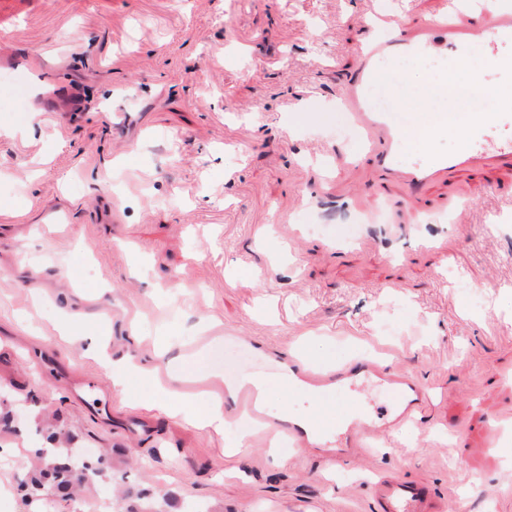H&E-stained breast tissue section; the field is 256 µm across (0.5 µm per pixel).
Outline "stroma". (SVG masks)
<instances>
[{
    "label": "stroma",
    "instance_id": "obj_1",
    "mask_svg": "<svg viewBox=\"0 0 512 512\" xmlns=\"http://www.w3.org/2000/svg\"><path fill=\"white\" fill-rule=\"evenodd\" d=\"M444 0H0V512L40 429L128 460L126 482L215 512H376L380 474L427 483L443 512H512V157L403 172L463 151L450 133L366 155L342 102L359 47L415 33ZM40 127L22 135L32 114ZM110 328L103 354L53 323ZM139 340L131 342L129 330ZM213 339L199 377L157 363ZM199 404L291 360L419 382L414 425L331 462L326 446L247 441L123 400L113 357ZM112 399L104 425L78 379Z\"/></svg>",
    "mask_w": 512,
    "mask_h": 512
}]
</instances>
